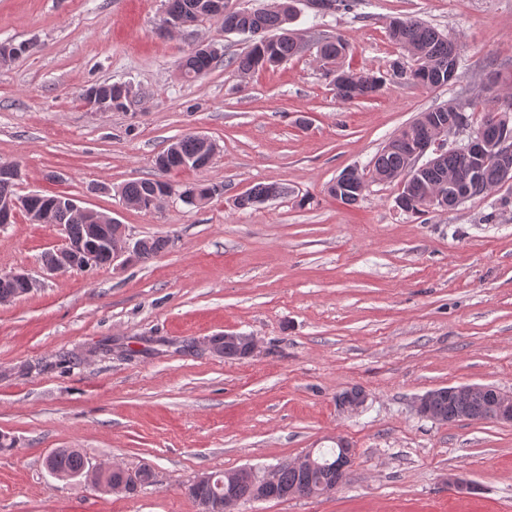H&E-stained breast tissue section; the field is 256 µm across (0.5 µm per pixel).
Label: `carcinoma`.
Returning <instances> with one entry per match:
<instances>
[{
	"label": "carcinoma",
	"instance_id": "cac0c4a2",
	"mask_svg": "<svg viewBox=\"0 0 512 512\" xmlns=\"http://www.w3.org/2000/svg\"><path fill=\"white\" fill-rule=\"evenodd\" d=\"M203 0H166V21H174L187 14L193 5ZM292 20V10L285 0H274L262 7L243 11V17L234 20L224 17V31L247 33L252 37L250 50L231 60L236 70L248 75L256 70L277 66L297 56L302 50V43L294 32L288 29ZM389 35L396 44L407 51L417 62L414 69H396L394 77L399 82H417L426 86L436 87L448 84V66L453 62L460 65V54H452L451 38L428 27L413 18H396L389 23ZM347 50L345 41L336 37L325 40L318 46L317 54L321 61L336 65L330 71L336 98L342 102H350L359 98L371 97L383 85L382 78L371 72H353L339 66ZM214 59L206 55L189 53L181 64V73L189 78H198L206 74L212 67ZM464 112L458 104H445L434 108L418 117L406 127L396 139L390 141L375 160L372 178L379 181H393L402 178L409 165L411 147L427 137V126L438 122H455L456 117ZM494 110L486 111L479 129H499L504 138L512 137V125L494 121ZM217 144L205 141L194 134H187L173 141L167 149L155 158V167L159 173L154 179L131 181L121 188V195L127 201L148 203L160 195L165 187L173 184L162 178V175L175 169L195 168V162L215 153ZM475 160L454 150H448L431 160L418 174L414 183L405 185L403 195L407 201L403 208L413 213L424 211V197L433 193L435 188L448 179V188L466 181ZM483 179L471 185L465 198L471 199L487 193L494 185L512 178V160L503 163L499 151L490 147L482 158ZM363 175L350 170L341 175L330 187V193L342 203L351 205L362 194L359 180ZM219 192L215 186L196 184L180 192L189 203H200L212 198ZM283 189L275 184H258L249 192L236 199V206L244 208L256 202L275 197ZM65 196L36 195L31 201L32 215H48L51 224L64 225L72 237L89 240L88 220L81 214L69 210L64 203ZM170 240L163 237L144 238L138 241L139 249L134 259L138 262L147 261L165 251ZM494 411L492 396L488 393L476 394L466 400L457 399L441 393L431 404L426 418L438 422H456L467 417L471 421H485L491 418ZM342 452L341 447L315 454L313 465L295 469L282 465L272 473L271 482L265 485L262 493L264 500H286L292 489H301L310 485H330L336 482V458ZM50 473L68 476L77 482H84L97 487L101 484L123 482L127 493H133L138 487L152 482L153 472L148 467L135 471L136 480H131L125 472H93L89 469L85 454L78 448H58L51 454L46 464ZM213 480L198 483L196 481L185 486V494L198 507L199 512H224V474L215 472Z\"/></svg>",
	"mask_w": 512,
	"mask_h": 512
}]
</instances>
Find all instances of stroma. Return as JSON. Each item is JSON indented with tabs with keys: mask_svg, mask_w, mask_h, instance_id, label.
Returning <instances> with one entry per match:
<instances>
[{
	"mask_svg": "<svg viewBox=\"0 0 512 512\" xmlns=\"http://www.w3.org/2000/svg\"><path fill=\"white\" fill-rule=\"evenodd\" d=\"M289 2L306 50L244 76L229 60L250 35L217 17L163 31L165 0H0V43L26 46L0 65V164L17 165L16 193L68 196L130 239L171 241L121 270L47 278L58 227L22 212L0 227V272L39 281L0 304V512H198L184 488L202 473L263 475L339 437L353 466L334 494L236 512H512V425L442 424L414 407L438 387L512 392V179L414 214L397 203L400 181L372 177L420 113L460 102L474 128L485 108L512 113V0H350L325 14ZM406 16L456 40L454 82H390L394 61L416 65L388 36ZM336 35L345 65L386 77L377 94L337 100L317 57ZM201 42L218 57L185 80L179 62ZM104 81L131 85L127 109L85 107ZM188 133L219 150L168 181L221 194L128 207L121 187L156 177L157 154ZM351 169L368 182L346 205L329 188ZM271 183L284 194L236 207ZM224 333L254 336L256 354L204 348ZM355 386L365 405L340 411L337 394ZM57 448L154 477L133 494L83 487L47 472ZM452 473L474 490L450 489Z\"/></svg>",
	"mask_w": 512,
	"mask_h": 512,
	"instance_id": "obj_1",
	"label": "stroma"
}]
</instances>
